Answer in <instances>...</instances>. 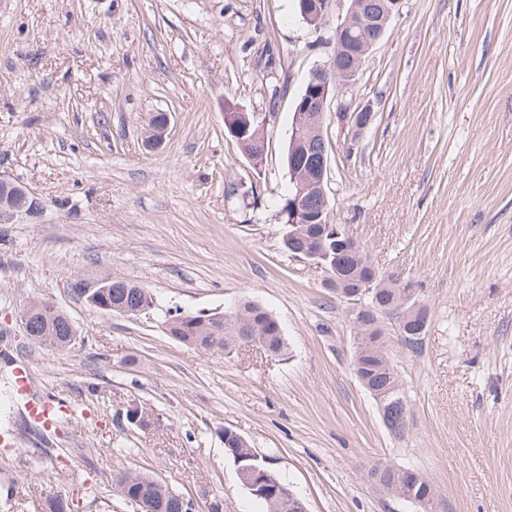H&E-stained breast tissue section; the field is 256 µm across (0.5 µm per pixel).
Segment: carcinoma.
<instances>
[{"instance_id":"carcinoma-1","label":"carcinoma","mask_w":512,"mask_h":512,"mask_svg":"<svg viewBox=\"0 0 512 512\" xmlns=\"http://www.w3.org/2000/svg\"><path fill=\"white\" fill-rule=\"evenodd\" d=\"M232 132L242 136L243 149L257 156L263 154L262 144L255 134L259 129V115L255 112H232ZM296 194V184L283 199L278 212L284 226V247L294 255L312 251L320 252L318 261L323 268L340 271L339 288L336 294L351 299V294L363 283L377 278L374 284L377 305L373 306L375 318L355 323V306L349 307L350 321L354 329L353 372L362 388L375 400L388 407L392 433L400 435L407 425V403L403 383L389 355L382 320L391 319V310L414 295L412 283L402 282L393 286L384 282L383 275H374L367 266V256L350 254L340 248L334 228L325 224L289 223L288 207ZM90 305L108 312L121 314L139 307L155 305L151 292L134 283L114 280ZM31 329L32 341L46 347L65 350L75 346L77 331L71 328L68 315L51 302L44 303L34 314ZM426 307L418 310V317L410 329L399 331L404 344L414 350L421 343L423 333L418 328L427 325ZM165 333L174 341L209 354L228 356L239 348L242 336L272 351L275 356L285 354L286 341L280 323L274 315L259 303L243 298L222 312L209 314L176 313L165 321ZM224 448L241 473L243 483L253 481L255 471L264 472V484L252 491V495L263 500L268 512H305L300 507L299 497H290L292 490L270 463L259 457L249 442L231 429H224ZM368 481L385 498L406 503L428 512L417 499L435 494L430 480L418 469L410 466L387 465L380 469L372 465L367 471ZM112 481L127 495L143 503L142 512H181L178 493L153 476L125 469L112 475Z\"/></svg>"}]
</instances>
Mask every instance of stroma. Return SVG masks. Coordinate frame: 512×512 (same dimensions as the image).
Returning a JSON list of instances; mask_svg holds the SVG:
<instances>
[{
	"mask_svg": "<svg viewBox=\"0 0 512 512\" xmlns=\"http://www.w3.org/2000/svg\"><path fill=\"white\" fill-rule=\"evenodd\" d=\"M334 52L294 0H0V174L44 204L0 224V337L38 388L85 409L54 431L24 417L0 361V512H136L112 475L135 469L200 512H263L224 451L232 429L270 459L307 512H415L367 481L377 460L423 472L436 512H512V0H404L355 84L375 118L357 140L327 113L330 221L429 310L417 349L386 341L410 408L384 427L351 367L345 298L283 246L277 211L295 101ZM265 118L256 167L227 105ZM170 116L158 147L152 114ZM149 288L135 319L91 306L76 281ZM247 297L278 319L282 356L231 358L166 336L167 310ZM48 301L79 340L26 338ZM140 404L160 424L140 430Z\"/></svg>",
	"mask_w": 512,
	"mask_h": 512,
	"instance_id": "obj_1",
	"label": "stroma"
}]
</instances>
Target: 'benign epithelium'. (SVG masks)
Segmentation results:
<instances>
[{"mask_svg":"<svg viewBox=\"0 0 512 512\" xmlns=\"http://www.w3.org/2000/svg\"><path fill=\"white\" fill-rule=\"evenodd\" d=\"M334 0H300L303 20L319 32L325 28ZM402 0H351L349 11L336 24L332 42L335 45L330 63L313 69L296 104L294 128L319 126L323 123L328 106L340 86L349 87L359 74L372 50L385 36L390 20L400 12ZM336 120L340 130L348 131L351 140H356L360 131L373 120L372 109L361 116L351 110V105L336 103ZM318 164L293 171L298 184V195L292 200V224L314 218L325 224L329 222V199L326 191L328 174V142ZM0 223L13 224L34 221L43 212L40 199L31 189L14 179L0 176Z\"/></svg>","mask_w":512,"mask_h":512,"instance_id":"benign-epithelium-1","label":"benign epithelium"}]
</instances>
